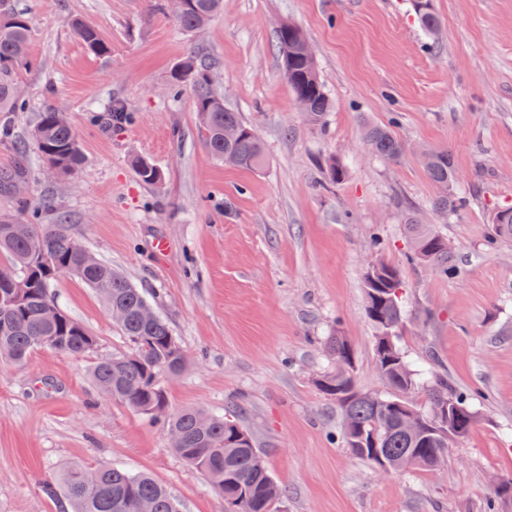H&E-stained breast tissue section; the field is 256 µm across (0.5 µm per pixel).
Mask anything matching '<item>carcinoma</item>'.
<instances>
[{
  "label": "carcinoma",
  "mask_w": 512,
  "mask_h": 512,
  "mask_svg": "<svg viewBox=\"0 0 512 512\" xmlns=\"http://www.w3.org/2000/svg\"><path fill=\"white\" fill-rule=\"evenodd\" d=\"M189 5L171 10L174 22L184 31L206 28L221 10L224 0H188ZM421 25L434 31L438 18L426 0H417ZM73 30L96 57H107L111 46L89 23L76 19ZM30 24L15 9L12 0H0V112H21L26 102L17 92L13 74L30 64L27 54ZM282 67L295 96L306 99L305 116L315 128L324 126L332 101L319 76L316 61L303 49L305 36L297 26L276 31ZM211 66L189 53L170 71L168 81L176 92L192 89L195 111L205 131V145L225 164L259 170L266 162L256 132L239 113L224 105V97L213 88ZM237 130L234 137L226 136ZM42 162L61 175L76 173L84 157L77 135L66 113L53 104L45 106L31 130ZM364 138L374 153L397 159L402 145L390 128L365 125ZM139 178L146 184L161 182L160 170L143 158L133 160ZM425 170L438 193L434 208L445 215L464 205L455 190L456 172L451 155L433 152ZM27 219L0 218V255L9 265L0 266V361L23 364L39 349L81 358L94 350L96 338L57 303L52 288L58 277L71 275L96 290L108 311L121 310L117 322L135 350L123 356L101 358L93 363L90 376L108 398L119 400L152 418H163L170 446L185 462L200 471L232 508V512H277L282 489L270 475L250 432L234 420L185 408L168 413L166 393L160 379L181 371L185 356L168 324L159 316L142 317L151 308L145 293L111 266L95 258L71 233L68 224H42L39 208L26 207ZM495 237L512 238V207L500 208L491 217ZM405 233L420 262L438 272L453 268L448 239L434 226L422 224L413 212L406 214ZM368 319L375 325L373 355L379 373L392 390L387 396L365 394L355 384L353 373L343 372V358L350 345L339 331L329 334L324 347L336 367L321 376L320 389L336 401L343 417V437L350 452L373 462V450L364 438L377 429L382 418L388 428L381 431L377 450L395 471L430 469L435 460L445 463L452 438L439 434H409L402 426L400 402L404 394L422 390L429 403L424 416L433 420L444 410L457 412L471 430L476 420L472 397L457 391L423 367H413L397 344L402 323L400 297L404 288L399 271L382 261L373 262L364 281ZM49 497L66 500L71 512H180L177 499L151 477L115 464L87 469L66 467L43 484Z\"/></svg>",
  "instance_id": "1"
}]
</instances>
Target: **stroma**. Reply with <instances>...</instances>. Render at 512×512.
Returning a JSON list of instances; mask_svg holds the SVG:
<instances>
[{"label":"stroma","mask_w":512,"mask_h":512,"mask_svg":"<svg viewBox=\"0 0 512 512\" xmlns=\"http://www.w3.org/2000/svg\"><path fill=\"white\" fill-rule=\"evenodd\" d=\"M31 19L32 68L13 82L28 101L6 112L0 215L20 201L41 221L66 220L99 259L141 288L186 356L163 376L170 409L196 407L252 434L286 494L279 512H484L512 478V239L486 249L491 213L512 207V0H224L199 34L178 29L168 0H15ZM111 43L91 55L70 21ZM297 25L332 100L321 129L305 121L282 71L275 32ZM212 60L225 103L260 138L262 169L213 157L193 94L173 95L170 69L189 52ZM123 103V121L108 108ZM66 113L84 164L64 178L30 143L38 112ZM404 142L391 162L364 144L363 121ZM448 150L466 205L441 216L422 150ZM161 171L142 183L132 161ZM347 170L328 181L330 162ZM413 211L444 233L460 275L413 259L403 231ZM164 240V251L155 243ZM404 282L399 344L416 364L474 397L476 422L435 470L384 474L353 456L342 415L317 385L332 367L323 346L339 330L355 353L356 386L383 394L365 314L375 260ZM58 304L95 336L92 356L41 349L0 364V512H67L42 483L67 466L111 463L166 485L181 512H229L224 497L169 448L162 420L106 398L94 359L133 342L99 294L60 277Z\"/></svg>","instance_id":"obj_1"}]
</instances>
